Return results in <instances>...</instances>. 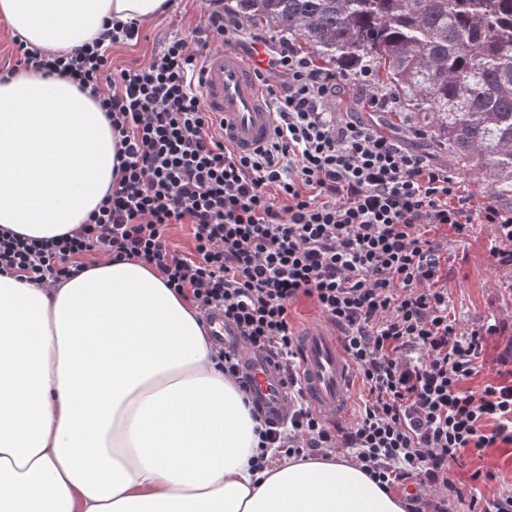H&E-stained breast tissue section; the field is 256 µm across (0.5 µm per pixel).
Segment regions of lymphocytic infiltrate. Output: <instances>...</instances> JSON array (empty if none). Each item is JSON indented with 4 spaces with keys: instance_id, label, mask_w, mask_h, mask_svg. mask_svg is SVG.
<instances>
[{
    "instance_id": "1",
    "label": "lymphocytic infiltrate",
    "mask_w": 512,
    "mask_h": 512,
    "mask_svg": "<svg viewBox=\"0 0 512 512\" xmlns=\"http://www.w3.org/2000/svg\"><path fill=\"white\" fill-rule=\"evenodd\" d=\"M209 4L189 35L121 68L109 50L139 38L133 21L104 22L94 42L65 53L15 39L18 67L71 78L98 103L119 145V179L78 235L1 230L0 273L48 287L95 254L137 260L198 317L223 312L243 345L274 356L292 384L299 338L289 310L310 298L341 332L362 404L339 434L294 392L286 424L253 410L260 447L323 458L342 446L385 487L453 488L464 453L512 444V380L464 387L479 372L485 335L448 316L439 232L464 237L474 223L489 225L494 265L512 266V208L473 212L451 169L343 112V75L286 42L257 74L274 136L238 154L205 109L199 74L240 24L223 0ZM175 224L189 226V252L171 246Z\"/></svg>"
}]
</instances>
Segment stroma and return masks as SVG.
I'll return each mask as SVG.
<instances>
[{"instance_id": "obj_1", "label": "stroma", "mask_w": 512, "mask_h": 512, "mask_svg": "<svg viewBox=\"0 0 512 512\" xmlns=\"http://www.w3.org/2000/svg\"><path fill=\"white\" fill-rule=\"evenodd\" d=\"M206 0H175L165 14L140 26L137 44L113 48L112 63L125 66L141 59L164 37L190 33L199 23ZM370 91L358 75H347L342 107L356 113L406 147L425 154L435 164H447L445 155L433 145V132L421 114L414 112H371L366 108ZM492 231L488 225H475L470 236L448 239V310L462 330L490 329L484 343V368L469 380L471 390H479L498 378V360L512 352V267H497L489 255ZM488 470L489 481L472 480L476 470ZM455 492L429 488L422 492V507L429 512L433 503L444 502L448 512H469L471 497L490 498L512 493V444L486 449L483 454H465L455 469Z\"/></svg>"}]
</instances>
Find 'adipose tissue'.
Instances as JSON below:
<instances>
[{
    "instance_id": "adipose-tissue-1",
    "label": "adipose tissue",
    "mask_w": 512,
    "mask_h": 512,
    "mask_svg": "<svg viewBox=\"0 0 512 512\" xmlns=\"http://www.w3.org/2000/svg\"><path fill=\"white\" fill-rule=\"evenodd\" d=\"M165 0H0L13 33L52 51ZM118 146L71 79L0 81V228L80 233L112 189ZM189 301L134 260L55 288L0 275V512H407L360 464L254 468L258 436Z\"/></svg>"
}]
</instances>
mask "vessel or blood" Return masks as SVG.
<instances>
[{"instance_id":"vessel-or-blood-1","label":"vessel or blood","mask_w":512,"mask_h":512,"mask_svg":"<svg viewBox=\"0 0 512 512\" xmlns=\"http://www.w3.org/2000/svg\"><path fill=\"white\" fill-rule=\"evenodd\" d=\"M262 49L243 55L233 48L209 52L202 74L208 112L224 123V141L240 154L251 153L273 133L275 117L266 104L254 69ZM214 340L239 344L236 328L223 313L207 318ZM300 381L311 407L328 421L338 423L352 413L355 376L335 325L323 321L304 330L299 350ZM241 374L252 401L272 421H283L292 404L288 383L270 354L255 348L243 350Z\"/></svg>"}]
</instances>
